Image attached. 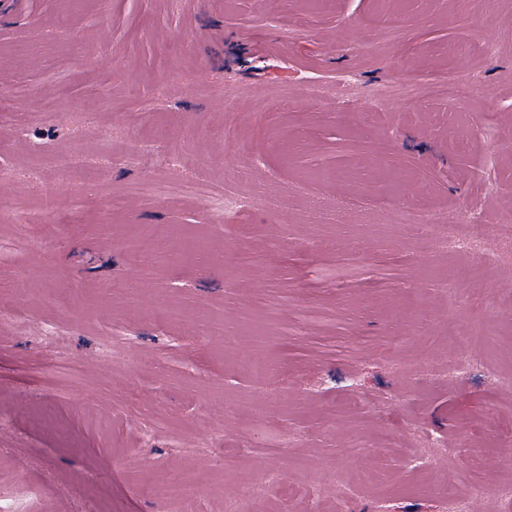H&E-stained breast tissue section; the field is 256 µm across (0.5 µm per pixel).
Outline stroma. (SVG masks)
<instances>
[{"label": "stroma", "mask_w": 512, "mask_h": 512, "mask_svg": "<svg viewBox=\"0 0 512 512\" xmlns=\"http://www.w3.org/2000/svg\"><path fill=\"white\" fill-rule=\"evenodd\" d=\"M375 12L0 7V512H170L141 487L174 474L207 489L201 512L245 485L252 512H314L340 489L344 512H448L440 473L465 495L512 473V0H407L393 40ZM404 73L414 102L373 104ZM450 73L484 88L470 111L432 99ZM342 75L346 104L308 95ZM154 128V155L186 150V170L144 166ZM229 181L259 203L219 224ZM473 209L469 277L440 226L401 220ZM148 224L171 234L143 252ZM483 325L485 358L459 369L443 336ZM260 351L288 390L245 371ZM431 439L436 470L407 472Z\"/></svg>", "instance_id": "stroma-1"}]
</instances>
